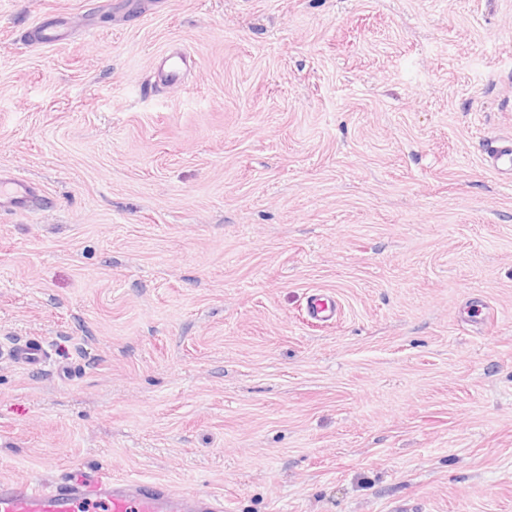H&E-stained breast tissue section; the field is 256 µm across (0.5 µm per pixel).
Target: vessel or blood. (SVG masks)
<instances>
[{"label": "vessel or blood", "instance_id": "vessel-or-blood-1", "mask_svg": "<svg viewBox=\"0 0 512 512\" xmlns=\"http://www.w3.org/2000/svg\"><path fill=\"white\" fill-rule=\"evenodd\" d=\"M188 67L184 53L172 52L159 64L157 77L170 84L181 81ZM486 163L498 174L512 178V134L485 140ZM34 196L30 185L0 176V212H22ZM0 357L23 367H36L50 358L40 341L0 343ZM224 512L219 495L177 493L161 483L119 481L97 472L81 473L50 485L0 480V512Z\"/></svg>", "mask_w": 512, "mask_h": 512}]
</instances>
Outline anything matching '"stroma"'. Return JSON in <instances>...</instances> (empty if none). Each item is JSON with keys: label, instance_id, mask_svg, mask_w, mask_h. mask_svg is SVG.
Wrapping results in <instances>:
<instances>
[{"label": "stroma", "instance_id": "stroma-1", "mask_svg": "<svg viewBox=\"0 0 512 512\" xmlns=\"http://www.w3.org/2000/svg\"><path fill=\"white\" fill-rule=\"evenodd\" d=\"M508 133L512 0H0V479L512 512ZM188 67V58L182 52H172L166 55L159 64L157 77L165 84L179 82ZM483 155L486 163L498 174L512 178V134L485 140ZM33 200L31 187L26 181L0 176V213L25 211ZM0 357H7L22 367H36L50 359L47 346L40 341L0 343Z\"/></svg>", "mask_w": 512, "mask_h": 512}]
</instances>
